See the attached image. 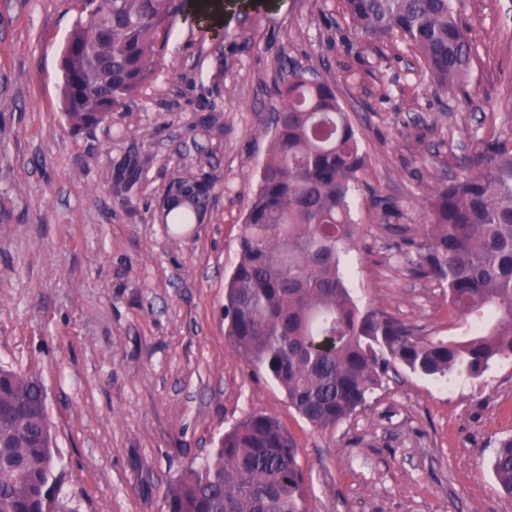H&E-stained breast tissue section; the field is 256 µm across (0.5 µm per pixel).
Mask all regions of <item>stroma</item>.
<instances>
[{"mask_svg":"<svg viewBox=\"0 0 512 512\" xmlns=\"http://www.w3.org/2000/svg\"><path fill=\"white\" fill-rule=\"evenodd\" d=\"M219 31L176 19L157 80L72 131L59 59L73 0H0V365L36 378L79 512H167L166 493L247 414L299 450L306 512H512L492 471L512 436V358L477 379L388 373L364 409L317 428L225 336L224 291L289 64L335 89L366 167L347 256L359 304L456 335L448 293L410 271L375 208L417 224L429 192L512 131V0H463L474 106L341 0H226ZM190 169L206 196L174 231Z\"/></svg>","mask_w":512,"mask_h":512,"instance_id":"35a3bbf8","label":"stroma"}]
</instances>
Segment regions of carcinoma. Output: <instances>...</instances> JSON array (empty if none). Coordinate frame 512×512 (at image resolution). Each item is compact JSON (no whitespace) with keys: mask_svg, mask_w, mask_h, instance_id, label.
I'll use <instances>...</instances> for the list:
<instances>
[{"mask_svg":"<svg viewBox=\"0 0 512 512\" xmlns=\"http://www.w3.org/2000/svg\"><path fill=\"white\" fill-rule=\"evenodd\" d=\"M79 19L60 58L70 127L96 126L150 84L173 0H75ZM461 0H343L365 35L396 34L423 59L437 87L466 92L475 64ZM272 112V140L246 214L238 260L225 293V335L265 372L288 404L328 428L365 406L389 371L478 377L512 356V136L484 143L463 172L432 190L422 223L389 224L412 255L411 272L448 291V314L472 324L457 338L375 307H360L343 257L357 243L351 195L365 169L358 128L334 89L292 66ZM190 224L201 190L175 178ZM52 423L40 383L0 366V512H76L61 495ZM298 451L273 417L247 415L198 468L166 494L167 512H305ZM512 494V436L493 460Z\"/></svg>","mask_w":512,"mask_h":512,"instance_id":"cac0c4a2","label":"carcinoma"}]
</instances>
